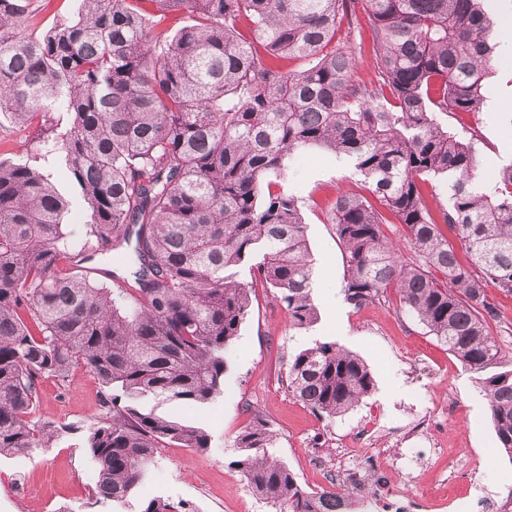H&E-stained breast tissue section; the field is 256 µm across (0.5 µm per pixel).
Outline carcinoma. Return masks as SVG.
Returning <instances> with one entry per match:
<instances>
[{
	"label": "carcinoma",
	"mask_w": 512,
	"mask_h": 512,
	"mask_svg": "<svg viewBox=\"0 0 512 512\" xmlns=\"http://www.w3.org/2000/svg\"><path fill=\"white\" fill-rule=\"evenodd\" d=\"M356 2L83 0L78 18L35 32L34 0H0V115L39 127L26 158L0 159V456L81 432L98 466L90 499L124 505L160 449L210 448L206 428L158 407L224 393L255 288L272 291L290 327L316 322L304 202L286 182L295 153L323 149L350 158L379 202L341 193L327 213L346 302L361 309L395 290L478 376L512 457V369L487 374L504 364L487 288L512 296V165L480 190L471 144L438 120L482 111L492 22L480 0H363L378 70L367 85L336 39ZM182 13L192 23L170 25ZM55 158L66 193L47 170ZM429 178L448 184L437 217ZM70 195L87 215L78 234L65 224ZM391 222L410 257L385 233ZM124 245L126 275L110 273L123 288L62 269ZM245 267L254 280L240 278ZM78 365L100 384L106 416L35 419L40 380ZM287 386L336 417L375 384L359 355L318 342L289 358ZM234 447L231 465L277 512L348 499L303 488L257 415Z\"/></svg>",
	"instance_id": "1"
}]
</instances>
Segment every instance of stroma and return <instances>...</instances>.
Segmentation results:
<instances>
[{
	"label": "stroma",
	"instance_id": "obj_1",
	"mask_svg": "<svg viewBox=\"0 0 512 512\" xmlns=\"http://www.w3.org/2000/svg\"><path fill=\"white\" fill-rule=\"evenodd\" d=\"M505 59L501 52L495 56L485 110L470 118H440L465 139H471V127H478L480 136L471 141L477 184L486 191L493 189L500 167L512 163V64ZM288 187L317 202L305 219L318 319L309 328H291L272 292L256 290L252 312L228 353L223 396L204 409L179 402L163 407L169 415L199 421L213 436L211 448L161 449L136 496L117 510L109 503L88 506L98 470L79 436L65 434L53 447L0 458V512H138L140 500L153 497L170 503L175 512H276L231 465L237 454L234 440L256 413L275 435L276 455L309 491L337 485L349 490L357 475L373 480L382 472L411 495L437 490L467 502L512 489V459L494 448L487 401L474 374L417 320L398 311L394 293L359 310L344 300L343 254L325 210L339 193L368 194V182L351 163L316 149L294 157ZM325 341L360 355L375 383L369 397L331 418L315 415L286 388L289 356ZM415 389L443 404L456 396L461 407L455 416L441 413L427 424L432 442L422 448L414 479L406 481L392 462L421 435V414L409 400ZM105 412L99 385L85 368L40 383L39 420L88 423ZM482 448L491 454L478 472L462 480L451 476L453 464Z\"/></svg>",
	"mask_w": 512,
	"mask_h": 512
}]
</instances>
